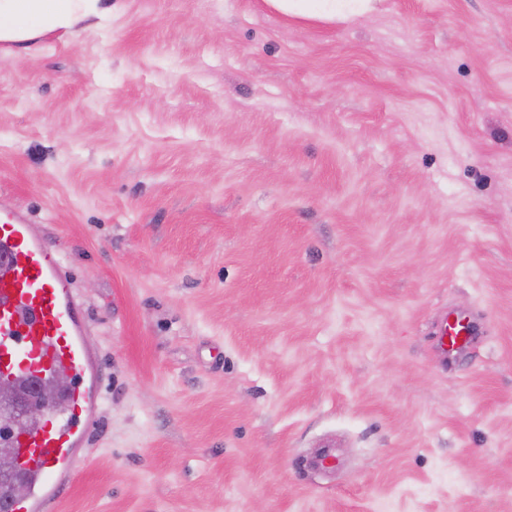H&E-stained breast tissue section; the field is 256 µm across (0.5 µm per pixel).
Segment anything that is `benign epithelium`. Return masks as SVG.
Masks as SVG:
<instances>
[{
  "mask_svg": "<svg viewBox=\"0 0 512 512\" xmlns=\"http://www.w3.org/2000/svg\"><path fill=\"white\" fill-rule=\"evenodd\" d=\"M66 386L67 376L60 375L47 386H33L29 395L21 397L15 386L0 382V435L12 436L23 420L44 418L50 407L60 405L56 391Z\"/></svg>",
  "mask_w": 512,
  "mask_h": 512,
  "instance_id": "obj_1",
  "label": "benign epithelium"
}]
</instances>
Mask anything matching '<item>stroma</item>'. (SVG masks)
Listing matches in <instances>:
<instances>
[{
    "label": "stroma",
    "instance_id": "obj_1",
    "mask_svg": "<svg viewBox=\"0 0 512 512\" xmlns=\"http://www.w3.org/2000/svg\"><path fill=\"white\" fill-rule=\"evenodd\" d=\"M1 200L105 370L44 512H512V0H112L0 49ZM274 9L305 19L352 21L370 0H266ZM459 326V323H457L456 325L454 323H448V315L442 316L441 348L443 353H446L448 355L452 352H457V350L463 348L464 345L467 343L468 336L470 335V329L468 331V334L465 337L461 338V329L458 328Z\"/></svg>",
    "mask_w": 512,
    "mask_h": 512
}]
</instances>
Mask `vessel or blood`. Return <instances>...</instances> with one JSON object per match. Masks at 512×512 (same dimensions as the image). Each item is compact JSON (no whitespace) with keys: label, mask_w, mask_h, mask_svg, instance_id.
Returning <instances> with one entry per match:
<instances>
[{"label":"vessel or blood","mask_w":512,"mask_h":512,"mask_svg":"<svg viewBox=\"0 0 512 512\" xmlns=\"http://www.w3.org/2000/svg\"><path fill=\"white\" fill-rule=\"evenodd\" d=\"M66 373L76 380L65 419L31 428L12 443L26 483L0 512H43L87 446L101 410L102 368L67 268L16 209L0 204V377Z\"/></svg>","instance_id":"b4317fda"}]
</instances>
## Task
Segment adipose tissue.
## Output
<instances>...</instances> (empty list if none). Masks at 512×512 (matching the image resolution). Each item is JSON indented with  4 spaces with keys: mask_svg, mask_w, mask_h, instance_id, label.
I'll return each instance as SVG.
<instances>
[{
    "mask_svg": "<svg viewBox=\"0 0 512 512\" xmlns=\"http://www.w3.org/2000/svg\"><path fill=\"white\" fill-rule=\"evenodd\" d=\"M274 9L305 19L352 21L370 0H267ZM106 26L112 18L108 0H0V42L20 58L51 32L74 33L84 20Z\"/></svg>",
    "mask_w": 512,
    "mask_h": 512,
    "instance_id": "1",
    "label": "adipose tissue"
}]
</instances>
